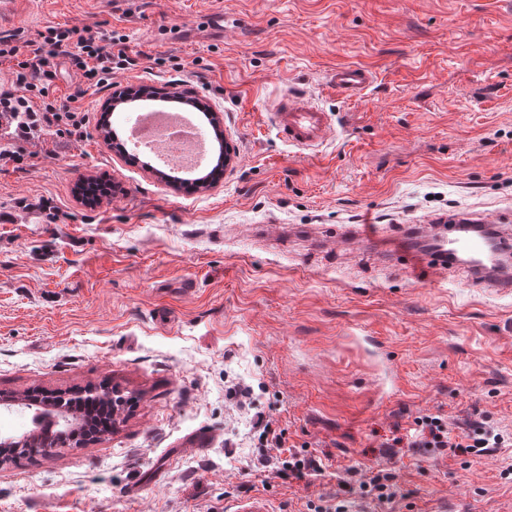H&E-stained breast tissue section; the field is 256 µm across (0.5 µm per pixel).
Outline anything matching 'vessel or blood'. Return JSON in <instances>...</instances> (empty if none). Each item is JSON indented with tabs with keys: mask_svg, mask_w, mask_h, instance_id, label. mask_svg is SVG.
<instances>
[{
	"mask_svg": "<svg viewBox=\"0 0 512 512\" xmlns=\"http://www.w3.org/2000/svg\"><path fill=\"white\" fill-rule=\"evenodd\" d=\"M373 80L374 74L367 67L340 65L331 73L329 83L338 96L352 100L361 97ZM268 119L289 146L310 152L325 144L333 125L332 113L321 103L292 92L275 102ZM340 237L373 246L384 263L422 269L430 279L468 256L478 261L471 269L473 283L497 292L512 291V274L489 266L494 254L512 250V232L507 230L498 231L490 240L478 232L460 231L455 225H414L401 238L392 239L379 225L352 224L343 228Z\"/></svg>",
	"mask_w": 512,
	"mask_h": 512,
	"instance_id": "1",
	"label": "vessel or blood"
}]
</instances>
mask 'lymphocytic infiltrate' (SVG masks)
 Masks as SVG:
<instances>
[{"mask_svg": "<svg viewBox=\"0 0 512 512\" xmlns=\"http://www.w3.org/2000/svg\"><path fill=\"white\" fill-rule=\"evenodd\" d=\"M124 37L112 38L110 46L101 45L96 36L76 27L56 30L54 35H38L25 46L13 45L0 38V59L13 60L9 87L0 89V167H22L26 161L19 142L39 139L46 130H54L59 138L77 135L83 118L70 105L52 99L49 89L60 69L58 58L66 46H73L70 61L87 80L104 84L112 80V72L125 68L130 60ZM418 431L411 447L447 448L456 455L480 456L490 449L503 447L504 436L480 422L459 438H451L445 421L437 415L417 420Z\"/></svg>", "mask_w": 512, "mask_h": 512, "instance_id": "1", "label": "lymphocytic infiltrate"}]
</instances>
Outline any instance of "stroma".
<instances>
[{"label": "stroma", "instance_id": "1", "mask_svg": "<svg viewBox=\"0 0 512 512\" xmlns=\"http://www.w3.org/2000/svg\"><path fill=\"white\" fill-rule=\"evenodd\" d=\"M71 27L125 36L120 88L222 113L232 160L184 197L104 141L110 88L58 77L79 135L45 132L0 169V394L92 383L125 403L93 443L1 467L0 512H227L257 495L273 512H384L359 489L378 470L392 512H512V446L389 445L426 414L454 436L481 421L512 435V295L336 237L461 214L512 225V0H25L0 37ZM341 64L373 71L360 99L330 88ZM294 89L334 115L317 153L266 118ZM90 176L114 185L93 208L75 193ZM260 414L322 472L261 467Z\"/></svg>", "mask_w": 512, "mask_h": 512}]
</instances>
